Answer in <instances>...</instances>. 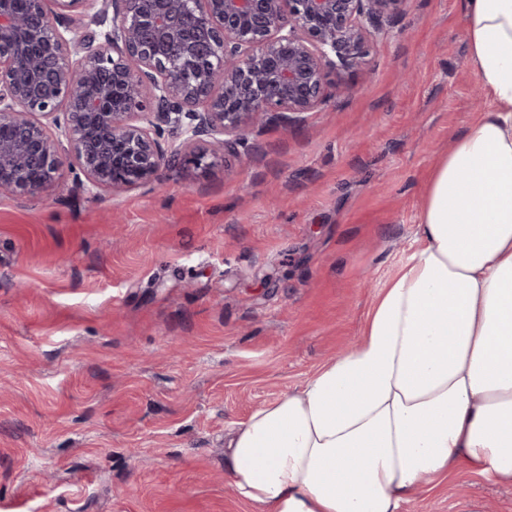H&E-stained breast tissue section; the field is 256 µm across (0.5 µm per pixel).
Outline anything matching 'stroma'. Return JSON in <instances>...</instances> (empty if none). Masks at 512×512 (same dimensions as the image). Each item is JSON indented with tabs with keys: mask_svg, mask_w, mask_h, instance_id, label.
<instances>
[{
	"mask_svg": "<svg viewBox=\"0 0 512 512\" xmlns=\"http://www.w3.org/2000/svg\"><path fill=\"white\" fill-rule=\"evenodd\" d=\"M349 85L158 188L0 193V512H258L231 432L359 338L483 112L464 0H402ZM399 512H512L459 465Z\"/></svg>",
	"mask_w": 512,
	"mask_h": 512,
	"instance_id": "1",
	"label": "stroma"
}]
</instances>
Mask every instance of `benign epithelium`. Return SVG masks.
Returning <instances> with one entry per match:
<instances>
[{
  "label": "benign epithelium",
  "instance_id": "7a95c632",
  "mask_svg": "<svg viewBox=\"0 0 512 512\" xmlns=\"http://www.w3.org/2000/svg\"><path fill=\"white\" fill-rule=\"evenodd\" d=\"M401 0H0V191L38 195L68 165L84 188L208 168L245 129L329 97ZM87 28L72 34L71 14Z\"/></svg>",
  "mask_w": 512,
  "mask_h": 512
}]
</instances>
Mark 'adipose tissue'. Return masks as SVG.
<instances>
[{
	"label": "adipose tissue",
	"mask_w": 512,
	"mask_h": 512,
	"mask_svg": "<svg viewBox=\"0 0 512 512\" xmlns=\"http://www.w3.org/2000/svg\"><path fill=\"white\" fill-rule=\"evenodd\" d=\"M465 32L491 109L434 164L421 247L359 344L230 440L260 512H399L461 463L512 485V0H466Z\"/></svg>",
	"instance_id": "obj_1"
}]
</instances>
